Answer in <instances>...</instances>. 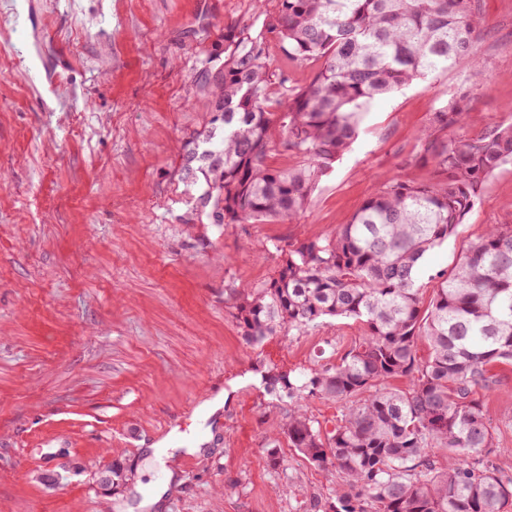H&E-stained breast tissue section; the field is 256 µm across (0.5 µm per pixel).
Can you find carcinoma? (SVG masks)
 Instances as JSON below:
<instances>
[{
	"label": "carcinoma",
	"instance_id": "1",
	"mask_svg": "<svg viewBox=\"0 0 512 512\" xmlns=\"http://www.w3.org/2000/svg\"><path fill=\"white\" fill-rule=\"evenodd\" d=\"M478 2L277 0L261 27L224 33L193 75L208 112L181 146L192 210L218 227L292 221L371 101L459 62L481 68ZM272 38L288 60L318 63L308 83L292 86L271 69ZM466 99L432 113L409 159L432 164L438 179L387 183L334 236L289 245L273 277L233 291L250 345L327 318L362 326L339 362L262 377L288 400L289 447L341 479L328 512H512V477L488 460L494 428L482 401L498 383L495 368L512 365V225L465 244L426 308L416 285L485 180L512 163V124L448 136L466 120ZM276 134L301 165H269ZM399 378L408 388L390 386ZM312 397L342 407L331 427L307 414ZM430 448L446 454L436 460Z\"/></svg>",
	"mask_w": 512,
	"mask_h": 512
}]
</instances>
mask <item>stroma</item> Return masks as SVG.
Returning <instances> with one entry per match:
<instances>
[{"mask_svg": "<svg viewBox=\"0 0 512 512\" xmlns=\"http://www.w3.org/2000/svg\"><path fill=\"white\" fill-rule=\"evenodd\" d=\"M480 13V71L375 99L292 221L218 228L186 203L178 146L206 109L192 86L204 48L255 21L252 0H0V512H139L162 478L146 450L169 430L207 441L176 458L159 512L330 502L338 478L279 435L287 405L262 375L338 361L361 328L329 318L254 348L229 291L269 279L289 243L332 236L389 181L434 180L409 158L451 98L468 96L458 135L512 123V0ZM491 224L512 225V164L430 252L422 298ZM497 374L489 460L512 475V366ZM117 460L124 484L101 487Z\"/></svg>", "mask_w": 512, "mask_h": 512, "instance_id": "35a3bbf8", "label": "stroma"}]
</instances>
